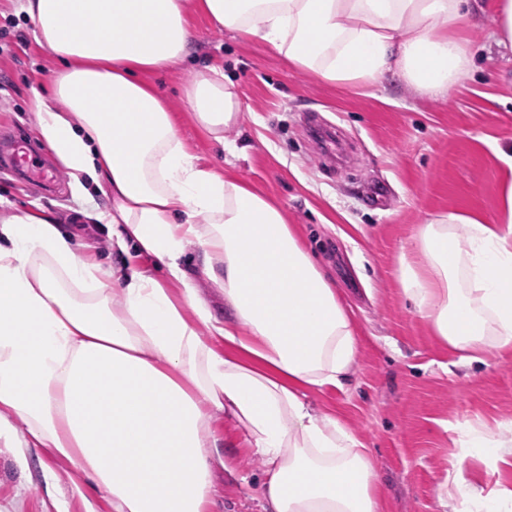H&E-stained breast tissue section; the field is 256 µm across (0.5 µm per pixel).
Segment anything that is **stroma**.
<instances>
[{"label": "stroma", "mask_w": 512, "mask_h": 512, "mask_svg": "<svg viewBox=\"0 0 512 512\" xmlns=\"http://www.w3.org/2000/svg\"><path fill=\"white\" fill-rule=\"evenodd\" d=\"M194 52L178 70L152 75L180 117L179 133L205 165L244 179L273 199L334 280L360 339L345 390L310 392L361 437L386 497L384 512H445L439 502L457 453L455 428L471 424L512 439V353L485 365L450 366L447 347L404 299L396 280L413 229L439 213H471L494 223L512 154V50L489 38L490 13L466 30L469 76L444 96L416 92L388 75L368 87L326 84L296 70L271 47L250 43L192 16ZM224 66L237 85L244 120L227 133L234 149L211 143L192 122L181 87L206 62ZM55 62L36 42L15 0H0V139L20 137L56 165L34 130L33 89L48 87ZM375 183L388 201L367 199ZM108 197L97 188L75 195L68 178L55 190L0 170V213L44 211L75 247L92 245L105 268H150L153 257L121 252L94 221ZM225 464L217 468V512H262L261 463L244 433L217 419ZM16 449L0 447V512H85L74 497L83 475L47 460L20 469ZM56 477L46 492L42 472Z\"/></svg>", "instance_id": "1"}]
</instances>
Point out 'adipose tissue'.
<instances>
[{"mask_svg": "<svg viewBox=\"0 0 512 512\" xmlns=\"http://www.w3.org/2000/svg\"><path fill=\"white\" fill-rule=\"evenodd\" d=\"M477 0H23L36 41L58 61L34 126L74 193L94 182L119 247L162 273L106 270L77 254L41 212L0 216V446L66 460L112 512H213L222 464L217 416L245 431L262 462L266 512H380L381 480L340 418L310 389L343 388L353 318L281 207L202 165L151 74L192 51L189 17L270 45L297 70L339 86L393 74L429 96L471 71L454 29ZM182 97L216 143L243 121L217 65ZM498 223L458 213L417 225L398 258L401 293L459 363L512 351V179ZM224 295L220 324L182 264L189 247ZM223 341L216 350L215 341ZM450 512H512V486L465 476L512 443L464 424Z\"/></svg>", "mask_w": 512, "mask_h": 512, "instance_id": "adipose-tissue-1", "label": "adipose tissue"}]
</instances>
